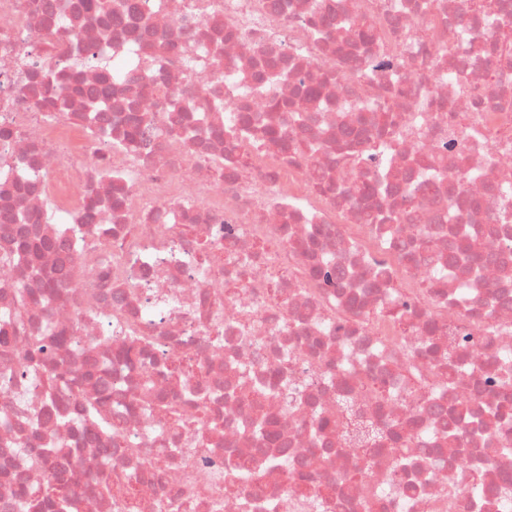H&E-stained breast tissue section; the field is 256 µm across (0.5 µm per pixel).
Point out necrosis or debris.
Instances as JSON below:
<instances>
[{
	"mask_svg": "<svg viewBox=\"0 0 512 512\" xmlns=\"http://www.w3.org/2000/svg\"><path fill=\"white\" fill-rule=\"evenodd\" d=\"M486 3L0 0V512L61 469L80 512H512V0ZM375 207L407 218L385 245ZM340 394L398 441L330 434Z\"/></svg>",
	"mask_w": 512,
	"mask_h": 512,
	"instance_id": "necrosis-or-debris-1",
	"label": "necrosis or debris"
}]
</instances>
